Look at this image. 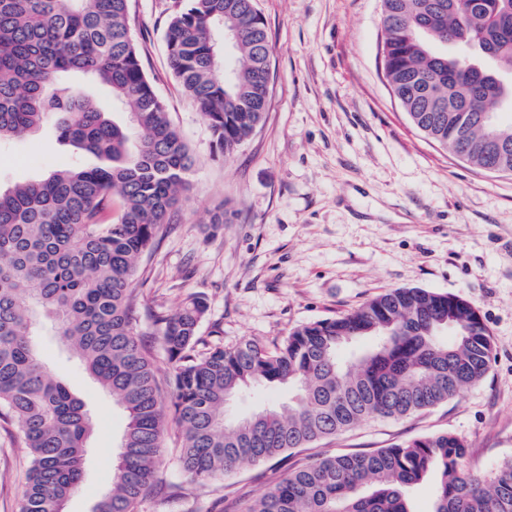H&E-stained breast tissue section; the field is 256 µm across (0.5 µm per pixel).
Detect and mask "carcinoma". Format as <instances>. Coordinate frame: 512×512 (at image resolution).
Instances as JSON below:
<instances>
[{
    "label": "carcinoma",
    "mask_w": 512,
    "mask_h": 512,
    "mask_svg": "<svg viewBox=\"0 0 512 512\" xmlns=\"http://www.w3.org/2000/svg\"><path fill=\"white\" fill-rule=\"evenodd\" d=\"M130 0H0V142L54 129L78 150L49 175L0 191V418L29 448L17 512H63L84 480L93 422L49 371L40 318L128 422L112 490L94 512H137L155 481L169 421L194 481L451 400L489 370L493 344L464 300L393 288L357 310L293 329L273 351L252 339L198 350L206 300L157 313L174 370L162 397L152 353L136 330L133 277L191 186L195 159L145 74ZM167 24L170 68L230 156L264 122L270 45L254 0H182ZM385 76L415 129L469 164L512 173V0H382ZM235 31L229 47L218 32ZM466 46L467 55L433 45ZM105 87L112 111L75 84ZM124 115L112 119L109 113ZM452 337L443 339L444 333ZM288 404L226 420L264 386ZM450 433L389 448L316 457L285 470L241 512H410L407 488L437 475L432 512H512V458L489 477L468 469Z\"/></svg>",
    "instance_id": "cac0c4a2"
}]
</instances>
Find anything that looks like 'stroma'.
<instances>
[{
    "mask_svg": "<svg viewBox=\"0 0 512 512\" xmlns=\"http://www.w3.org/2000/svg\"><path fill=\"white\" fill-rule=\"evenodd\" d=\"M179 0H130V26L146 75L196 160L186 202L134 277L141 341L163 387L173 379L152 314L207 299L208 344L245 338L275 349L297 326L350 313L392 288L467 300L493 342L490 369L461 396L397 420L355 428L292 450L298 466L320 454L366 452L451 433L467 461L491 473L512 457V174L473 167L409 122L384 75L381 0H255L271 46L264 124L229 157L175 80L165 31ZM72 150L49 130L0 143V188L41 178ZM235 211L211 230V213ZM39 342L51 372L93 420L81 489L64 512H92L112 487L123 410L60 347L51 325ZM27 450L0 418V512H15ZM270 460L199 483L168 451L140 512H237L282 474Z\"/></svg>",
    "mask_w": 512,
    "mask_h": 512,
    "instance_id": "1",
    "label": "stroma"
}]
</instances>
